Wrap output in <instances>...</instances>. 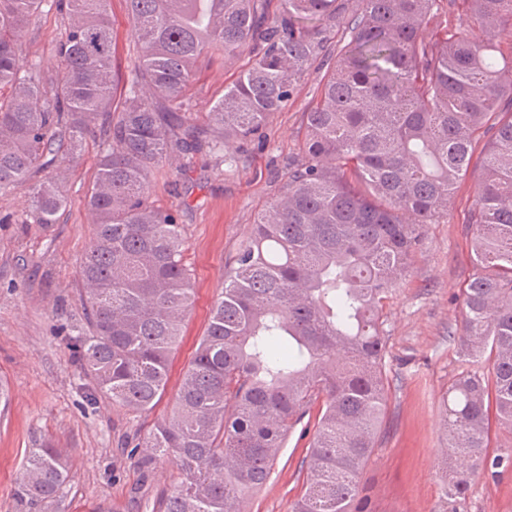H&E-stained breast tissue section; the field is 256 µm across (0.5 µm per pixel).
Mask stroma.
Here are the masks:
<instances>
[{
  "label": "stroma",
  "instance_id": "obj_1",
  "mask_svg": "<svg viewBox=\"0 0 512 512\" xmlns=\"http://www.w3.org/2000/svg\"><path fill=\"white\" fill-rule=\"evenodd\" d=\"M116 62L128 79L137 59L124 0H111ZM64 30L56 11L43 12L22 43L26 60L55 69L53 44ZM242 60L202 64L186 89L205 114L233 81ZM322 73L310 69L288 105L245 147L233 170L199 153L185 166L157 172L150 199L183 224L194 305L171 359L167 393L148 413H132L98 396L79 368L75 345L87 332L78 284L79 262L92 238L85 194L103 144L88 139L82 157L60 166L69 202L57 224L26 223L29 186L0 192V379L9 401L0 409V512H14V490L30 448L51 439L70 456L69 477L51 512H90L106 503L121 512H156L181 480L175 464L137 465L144 441L169 412L184 368L204 334L224 277L259 211L278 194L289 163L298 160L306 114L320 94ZM473 181L448 201V216L427 225L407 279L386 307V362L392 391L378 447L360 483L372 512H512V475L475 473L465 496L444 495L439 475L446 445L442 398L462 370L448 338L460 319V289L473 273L463 217L474 200ZM310 411L289 433L264 485L246 500L247 512H289L304 491L301 462L317 422Z\"/></svg>",
  "mask_w": 512,
  "mask_h": 512
}]
</instances>
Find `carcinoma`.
<instances>
[{
  "label": "carcinoma",
  "instance_id": "carcinoma-1",
  "mask_svg": "<svg viewBox=\"0 0 512 512\" xmlns=\"http://www.w3.org/2000/svg\"><path fill=\"white\" fill-rule=\"evenodd\" d=\"M140 55L122 96L109 0H0V190L33 182L27 218L44 229L67 205L59 175L105 126L86 205L95 229L79 263L89 335L79 365L95 392L132 413L165 393L193 304L183 225L149 201L155 172L208 152L237 166L241 147L336 48L306 113L286 186L261 210L183 373L175 405L145 441L142 468L176 464L184 481L159 512H244L290 430L318 403L303 495L291 512H368L359 475L377 448L390 382L386 305L425 226L448 216L458 182L476 181L464 223L474 272L454 342L463 370L445 397L443 459L512 474V0H450L484 33H426L443 0H125ZM66 22L61 69L23 59L47 4ZM349 41L336 40L340 29ZM247 57L205 119L185 88L204 61ZM491 371L484 373L483 364ZM69 456L31 449L15 512H45Z\"/></svg>",
  "mask_w": 512,
  "mask_h": 512
}]
</instances>
